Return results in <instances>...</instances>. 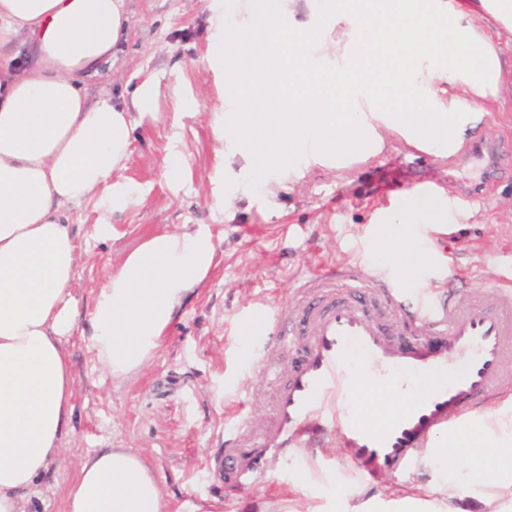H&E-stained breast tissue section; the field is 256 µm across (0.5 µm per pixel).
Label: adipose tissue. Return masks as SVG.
<instances>
[{"instance_id":"obj_1","label":"adipose tissue","mask_w":512,"mask_h":512,"mask_svg":"<svg viewBox=\"0 0 512 512\" xmlns=\"http://www.w3.org/2000/svg\"><path fill=\"white\" fill-rule=\"evenodd\" d=\"M128 0H0V512H25L60 455L73 375L62 343L81 313L71 292L79 245L66 209L115 211L136 198L118 179L132 132L157 112L158 84L89 103L127 36ZM213 69L224 108L212 125L224 171L282 183L301 164L340 167L377 156L398 135L452 154L485 105L512 89V0H225L213 17ZM23 40L24 63L5 54ZM448 205L414 191L387 209L388 245L415 271L408 224H444ZM204 226L147 237L93 302L90 339L115 380L138 373L217 264ZM447 503L411 495L394 512H512V413L437 439ZM166 494L143 454L99 448L78 460L67 512H163Z\"/></svg>"}]
</instances>
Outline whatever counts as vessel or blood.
Instances as JSON below:
<instances>
[{"instance_id":"b4317fda","label":"vessel or blood","mask_w":512,"mask_h":512,"mask_svg":"<svg viewBox=\"0 0 512 512\" xmlns=\"http://www.w3.org/2000/svg\"><path fill=\"white\" fill-rule=\"evenodd\" d=\"M301 285L277 307L275 343L255 354L258 370L276 383L272 422H238L225 432L224 456L214 463L236 488L263 486L289 464L318 469L320 449L336 443L366 479L402 476L436 437L504 400L502 378L512 370V286L487 285L465 305L436 284L410 299L383 268L350 260L302 276ZM404 317L420 335L400 347L392 336ZM297 335L300 360L280 377L279 353ZM354 352L406 391L391 415L352 410L359 384L349 366Z\"/></svg>"}]
</instances>
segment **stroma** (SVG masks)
<instances>
[{"mask_svg":"<svg viewBox=\"0 0 512 512\" xmlns=\"http://www.w3.org/2000/svg\"><path fill=\"white\" fill-rule=\"evenodd\" d=\"M214 2L128 0L129 38L113 66L86 84L94 101L105 91L128 94L151 76L159 99L156 117L137 126L121 173L137 185L136 203L122 212L92 203L69 211L79 236L101 221L114 227L112 238L83 245L72 292L81 313H89L94 289L129 251L151 234L184 224L209 225L219 239V263L187 300L153 360L130 379L103 376L87 337L64 339L74 377L73 413L64 452L39 478L40 494L29 512H66L75 464L92 448L141 450L168 494L166 512L219 495L221 482L209 463L221 452L226 409L242 405L248 420L269 416L273 388L253 358L269 340L270 312L298 287L297 271H315L335 258L370 260L411 297L453 274L461 303L479 287L512 281L511 97L489 105L481 125L468 134L495 144L494 165L471 159L452 166L447 157L394 137L378 157L351 168H311L281 194L277 209L256 192L242 199L234 220L213 212V196L224 188L212 127L224 98L221 76L207 62ZM176 67L182 72L177 81L171 76ZM180 98L196 105V112L178 117ZM429 183L451 189L456 220L409 225L410 244L430 260L415 276L404 277L399 261L378 251L387 229L372 217L402 193ZM475 183L482 192L473 199L464 189ZM324 459L320 478L289 470L278 485L242 492L234 512H286L301 484L309 485L318 512H342L348 501L374 499L386 508L394 493L439 483L430 455L409 475L377 484L350 478L345 449H325Z\"/></svg>","mask_w":512,"mask_h":512,"instance_id":"1","label":"stroma"}]
</instances>
